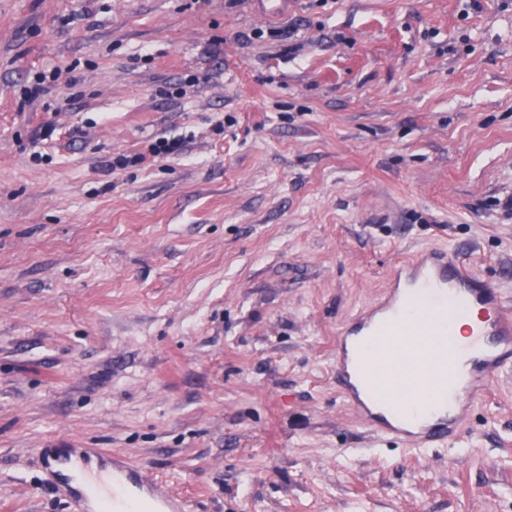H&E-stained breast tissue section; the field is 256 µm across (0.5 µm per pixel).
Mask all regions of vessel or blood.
Listing matches in <instances>:
<instances>
[{
  "label": "vessel or blood",
  "mask_w": 512,
  "mask_h": 512,
  "mask_svg": "<svg viewBox=\"0 0 512 512\" xmlns=\"http://www.w3.org/2000/svg\"><path fill=\"white\" fill-rule=\"evenodd\" d=\"M499 289L469 273L444 250H429L397 271L387 301L359 315L338 337L336 381L347 404L377 433L420 448L457 437V421L467 399L476 398L491 372L512 366V319ZM438 311L442 320L428 328V340L414 350V375L402 384L396 367L401 346L416 332L421 314ZM479 313L480 323L467 343L455 335L456 319ZM81 448L44 453L48 470L69 469ZM113 512H135L149 500L152 512H185L177 496L158 478L121 457H113L109 479ZM94 484L73 475L69 488L76 512H89Z\"/></svg>",
  "instance_id": "1"
}]
</instances>
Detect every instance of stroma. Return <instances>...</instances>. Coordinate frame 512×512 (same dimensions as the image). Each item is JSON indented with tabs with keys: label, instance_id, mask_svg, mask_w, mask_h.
<instances>
[{
	"label": "stroma",
	"instance_id": "35a3bbf8",
	"mask_svg": "<svg viewBox=\"0 0 512 512\" xmlns=\"http://www.w3.org/2000/svg\"><path fill=\"white\" fill-rule=\"evenodd\" d=\"M257 10L0 0V512H75L45 448L186 512H512V369L424 449L334 371L422 250L512 300V0ZM89 453L98 454L99 452L94 448H70L65 453L57 454H52L48 453L47 451H44L42 453L44 468L53 471L61 469L67 470L72 467L75 459L87 455ZM108 489L113 512H135V502L148 499L152 512H184L183 502L167 494L158 478L119 456L112 458Z\"/></svg>",
	"mask_w": 512,
	"mask_h": 512
}]
</instances>
